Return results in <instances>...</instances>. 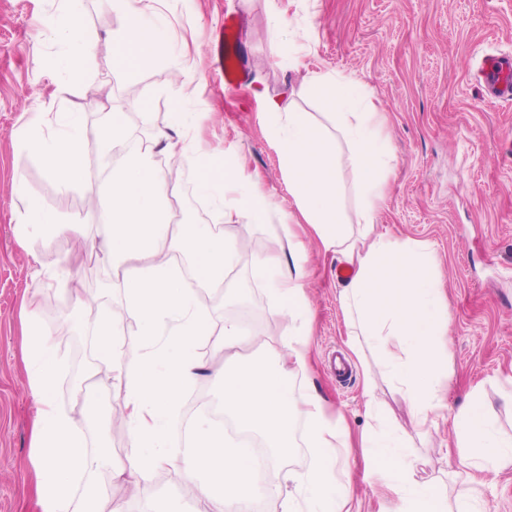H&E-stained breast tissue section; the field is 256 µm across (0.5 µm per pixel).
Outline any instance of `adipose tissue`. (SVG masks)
<instances>
[{"mask_svg":"<svg viewBox=\"0 0 512 512\" xmlns=\"http://www.w3.org/2000/svg\"><path fill=\"white\" fill-rule=\"evenodd\" d=\"M155 3L112 0L113 10L126 17L125 30L114 39L121 65L140 69L157 59L165 27L150 20ZM45 26L67 44L70 62L93 56L95 38L84 25L80 0H61ZM300 87L319 92L337 115L333 130L327 131L313 124L307 113L282 111L276 102L269 106L265 131L279 149L294 211L277 213L271 195L238 162L225 163L217 177L198 184L202 195L224 206L227 219L264 224L279 214L278 241L288 247L287 252L272 250L253 261L255 278L277 302L280 315L294 325L287 336L266 345L276 369L250 365L221 372L225 413L242 428L266 436V460H258L252 448L209 427L195 429L186 447H170L169 428L200 367V340H212L215 351L229 359L250 339L234 319L225 320L221 329L213 328L170 257L182 252L204 256L198 279L218 288L241 242L230 234L210 232L205 225L171 223L166 180L150 151L137 148L112 170L106 213L112 232L98 250L112 268L135 266L124 286L127 303L138 312L139 344L127 346L112 314L94 310L86 301L81 308L87 321L95 324L98 339L97 363L87 375L95 377L103 367L123 381V422L140 451L117 465L111 453L89 448L85 435L98 412L97 395L83 392L77 412L59 403L55 342L38 319L36 298H25L22 336L36 407L35 496L40 512H113L111 491L97 483L101 471L139 485L169 468L196 486V512H231L263 493L256 476L263 465L277 461L299 420L306 424L312 463L305 471L283 475L288 491L282 496L281 512H346L351 482L340 463L339 450L347 445L343 423L327 415L316 393L296 396L288 388L289 378L307 369L310 352V269L296 233L303 225L325 251L355 267L354 278L338 295L349 315L351 346L365 343L377 354L396 382L414 429L422 432L447 419L455 422L459 488L450 502L433 480L420 478L423 459L418 450L374 400L373 389H366L375 426L363 436L362 445L370 469L386 475L394 487L393 512H488L476 478L496 477L512 465V435L496 428L479 397L450 412L448 304L430 273L433 255L427 243L375 230L392 161L383 133L386 116L358 80L310 71ZM85 138L80 113L40 112L23 145L41 157L60 189L66 190L88 176ZM341 140L354 150L361 195V204L349 219L343 218L336 198L335 145Z\"/></svg>","mask_w":512,"mask_h":512,"instance_id":"adipose-tissue-1","label":"adipose tissue"}]
</instances>
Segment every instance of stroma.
<instances>
[{"label": "stroma", "instance_id": "35a3bbf8", "mask_svg": "<svg viewBox=\"0 0 512 512\" xmlns=\"http://www.w3.org/2000/svg\"><path fill=\"white\" fill-rule=\"evenodd\" d=\"M59 0H0V512H36L33 500V421L35 408L22 360L20 305L31 293L40 298L43 327L57 336L61 378L59 399L71 403L77 371L73 351L62 340L72 333L94 349L91 327L78 316L68 291L76 279L91 291L103 264L88 265L74 241L90 245L109 230L104 212L87 206L90 196L106 201L112 169L125 159L116 150L99 164L95 149L110 108L126 112L129 142L164 139L170 132L168 90L185 69L195 81L183 98L187 112L208 120L198 147L170 155L155 150V166L177 195L197 188L219 169L223 158L242 161L284 211L292 210L278 153L264 130L266 100H280L301 72L288 66L300 58L307 69L328 71L363 82L388 114L395 171L377 222L399 239L429 243L432 272L448 299V369L456 385L448 394L459 407L470 392L480 393L497 427L512 435V105L486 97L476 75L477 58L512 52V0H163L171 22L166 52L150 67L130 73L117 66L113 36L122 15L103 0H83L84 22L96 37L94 58L85 75L59 71L66 46L43 27ZM239 19L238 55L246 81L229 87L217 65L216 39L228 15ZM137 87L142 106L131 109L125 88ZM78 112L87 137L89 177L61 191L43 160L20 148L31 122L30 105ZM41 204L63 222L78 224L76 236L42 234L17 241V219ZM253 244L240 254L235 282L244 284L257 307L250 330L255 338L244 356L260 358L264 343L283 336L289 321L252 273L255 256L273 247L277 219L249 224ZM314 271L308 290L312 305L311 363L288 383L292 393H318L326 409L342 414L352 438L371 430L365 383L405 432L413 426L395 383L370 350L354 352L337 300L343 283L338 261L320 243L306 239ZM62 308L53 317V308ZM223 402L224 384L215 375L199 376L184 397L169 430L182 446L186 427L206 424L207 412L193 408L196 393ZM455 439L453 422L439 423L413 442L437 478L443 494L454 496L456 456H445ZM351 512H389L394 495L381 479H369L361 448L349 451ZM176 498L183 512L195 506L193 485L171 470L147 484L116 480L112 498L119 512H151L156 499Z\"/></svg>", "mask_w": 512, "mask_h": 512}]
</instances>
